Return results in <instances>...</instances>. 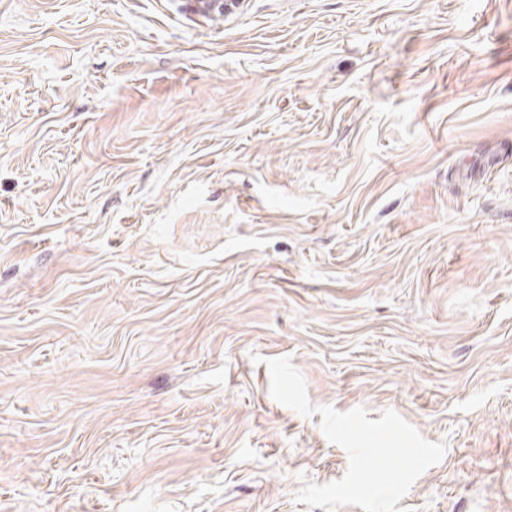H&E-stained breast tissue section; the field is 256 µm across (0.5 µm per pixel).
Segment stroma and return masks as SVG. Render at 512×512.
<instances>
[{
  "label": "stroma",
  "mask_w": 512,
  "mask_h": 512,
  "mask_svg": "<svg viewBox=\"0 0 512 512\" xmlns=\"http://www.w3.org/2000/svg\"><path fill=\"white\" fill-rule=\"evenodd\" d=\"M256 354L512 512V0H0V512H325Z\"/></svg>",
  "instance_id": "stroma-1"
}]
</instances>
